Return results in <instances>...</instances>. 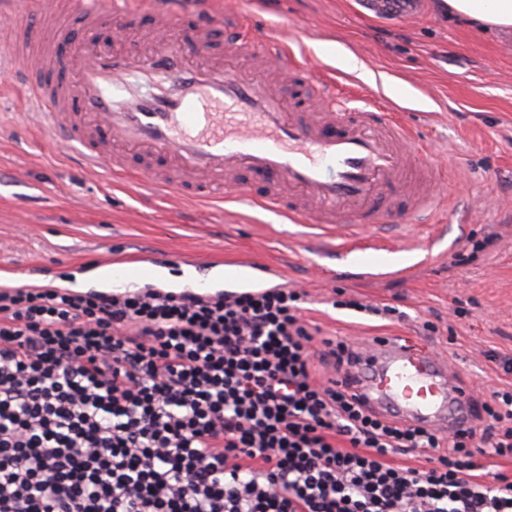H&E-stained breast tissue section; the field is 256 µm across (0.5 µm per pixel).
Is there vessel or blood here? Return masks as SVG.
<instances>
[{
	"label": "vessel or blood",
	"instance_id": "b4317fda",
	"mask_svg": "<svg viewBox=\"0 0 512 512\" xmlns=\"http://www.w3.org/2000/svg\"><path fill=\"white\" fill-rule=\"evenodd\" d=\"M380 18L417 16L423 0H362ZM26 17L45 21L46 39L33 46L0 28V68L27 76L25 98L41 112L53 139L65 140L85 169L109 159L114 174L149 185L155 200L179 193L203 207L224 202L223 185L235 187V201L281 214L292 224H325L348 253L377 250L382 231L403 226L418 213H439L432 190L438 179L412 130L376 104L362 87L352 106L330 104L326 84L310 76L319 106L286 111L274 86L225 71L206 57L224 14L205 7L191 31L171 37L181 0H68L58 12L48 0H23ZM153 16V45L141 53L117 54L71 35L68 20L79 15L86 31L109 21L127 31L138 8ZM262 55L277 53L291 69L305 57L288 40ZM150 84L142 95L134 82ZM163 159L177 174L168 179L127 168L128 158ZM261 179L253 194L249 178ZM270 269L251 260L226 263L224 285L244 291L266 282ZM376 371L355 383V391L381 410L431 426L454 415L464 395L445 367L429 355L380 336Z\"/></svg>",
	"mask_w": 512,
	"mask_h": 512
}]
</instances>
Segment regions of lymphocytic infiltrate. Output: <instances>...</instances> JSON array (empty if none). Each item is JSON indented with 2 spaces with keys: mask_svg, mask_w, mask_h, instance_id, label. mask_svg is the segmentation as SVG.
Wrapping results in <instances>:
<instances>
[{
  "mask_svg": "<svg viewBox=\"0 0 512 512\" xmlns=\"http://www.w3.org/2000/svg\"><path fill=\"white\" fill-rule=\"evenodd\" d=\"M302 302L1 284L0 512H512V391L401 421Z\"/></svg>",
  "mask_w": 512,
  "mask_h": 512,
  "instance_id": "1",
  "label": "lymphocytic infiltrate"
}]
</instances>
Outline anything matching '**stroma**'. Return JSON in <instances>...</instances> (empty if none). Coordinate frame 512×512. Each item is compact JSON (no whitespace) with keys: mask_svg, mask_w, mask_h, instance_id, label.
Segmentation results:
<instances>
[{"mask_svg":"<svg viewBox=\"0 0 512 512\" xmlns=\"http://www.w3.org/2000/svg\"><path fill=\"white\" fill-rule=\"evenodd\" d=\"M213 2L249 37L292 33L309 70L334 68L341 89L363 79L342 58L363 63L372 87L429 143L444 220L405 225L399 250L343 260L315 230L289 228L244 202L225 212L176 198L150 204L141 189L70 158L33 123L20 75L0 73V284L73 288L82 274L87 287L111 292L159 288L148 273L159 256L173 276L194 262L196 285L208 292L223 287L225 260L244 257L277 267V286L305 292L320 336L364 346L375 336L406 340L480 403L512 386V373L487 357L512 358V35L478 32L441 0L397 20L363 15L357 0ZM492 233L493 246L455 265L467 238ZM133 268L142 272L134 281ZM341 290L400 314L382 321L336 308Z\"/></svg>","mask_w":512,"mask_h":512,"instance_id":"1","label":"stroma"}]
</instances>
